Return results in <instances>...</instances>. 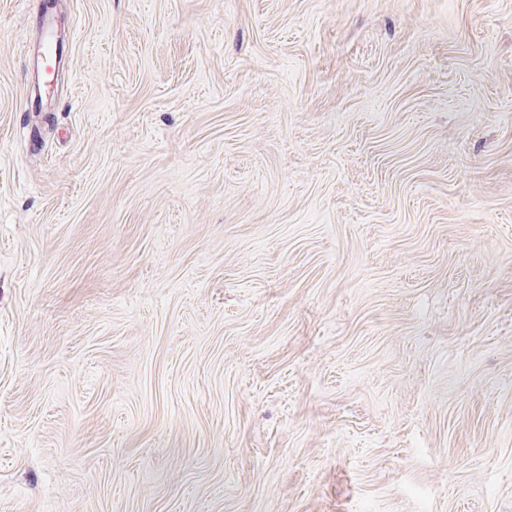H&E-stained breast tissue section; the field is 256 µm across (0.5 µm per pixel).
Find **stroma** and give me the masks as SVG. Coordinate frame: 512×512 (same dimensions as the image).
<instances>
[{
  "mask_svg": "<svg viewBox=\"0 0 512 512\" xmlns=\"http://www.w3.org/2000/svg\"><path fill=\"white\" fill-rule=\"evenodd\" d=\"M0 0V512H512V0Z\"/></svg>",
  "mask_w": 512,
  "mask_h": 512,
  "instance_id": "35a3bbf8",
  "label": "stroma"
}]
</instances>
